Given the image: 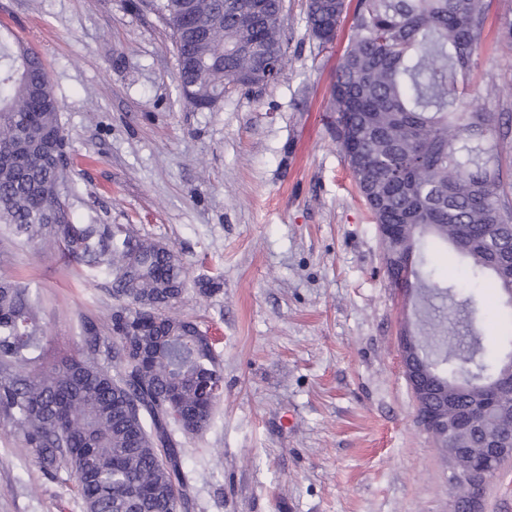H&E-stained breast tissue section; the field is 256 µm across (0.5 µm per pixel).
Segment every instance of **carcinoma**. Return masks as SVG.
I'll return each instance as SVG.
<instances>
[{
  "label": "carcinoma",
  "instance_id": "carcinoma-1",
  "mask_svg": "<svg viewBox=\"0 0 512 512\" xmlns=\"http://www.w3.org/2000/svg\"><path fill=\"white\" fill-rule=\"evenodd\" d=\"M172 30L179 86L188 102L220 101L245 73L256 88L285 76L284 0H156ZM491 0H357L351 38L331 84V125L359 194L378 224L399 225L383 253L395 288H418L424 309L409 330L430 367L448 378V412L467 416L492 365L474 327L472 297L442 284L417 254L424 236L451 245L470 282L497 288L512 308V182L492 163L494 117L467 98L465 79ZM346 0H307L311 38L327 48ZM61 102L32 47L0 30V224L29 242L58 247L88 277L104 276L109 334L84 319L76 356L43 366L47 326L23 282L0 279V420L35 451L48 473L76 478L86 512H188L182 439L204 431L224 392L210 337L171 313L188 271L169 247L124 224H79L66 204ZM483 430L512 432V394L502 412L475 417Z\"/></svg>",
  "mask_w": 512,
  "mask_h": 512
}]
</instances>
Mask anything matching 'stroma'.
<instances>
[{
  "label": "stroma",
  "mask_w": 512,
  "mask_h": 512,
  "mask_svg": "<svg viewBox=\"0 0 512 512\" xmlns=\"http://www.w3.org/2000/svg\"><path fill=\"white\" fill-rule=\"evenodd\" d=\"M492 8L467 92L512 131V49ZM61 101L69 210L126 224L189 269L178 314L211 337L224 396L186 438L190 512H448L449 467L415 422L398 337L421 301L384 273L377 226L328 120L349 27L318 49L305 0H286V75L193 108L170 28L150 0H0ZM29 283L48 354H78L110 297L60 251L0 237V277ZM201 277L218 290L197 292ZM488 361L512 352L499 291L473 289ZM0 512H85L75 479L44 474L0 424Z\"/></svg>",
  "instance_id": "stroma-1"
}]
</instances>
